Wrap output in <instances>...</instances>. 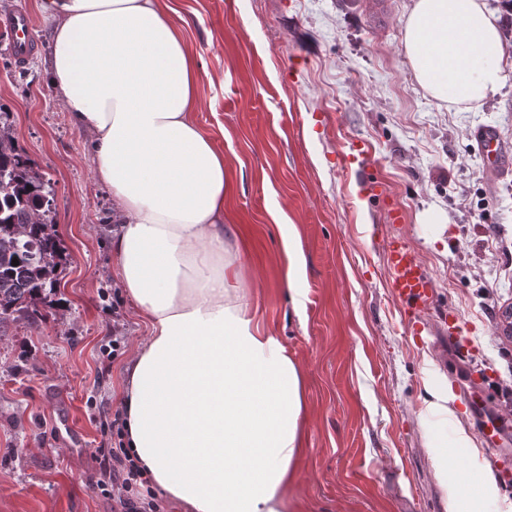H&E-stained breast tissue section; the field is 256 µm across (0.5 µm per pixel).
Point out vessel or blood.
<instances>
[{"mask_svg":"<svg viewBox=\"0 0 512 512\" xmlns=\"http://www.w3.org/2000/svg\"><path fill=\"white\" fill-rule=\"evenodd\" d=\"M31 27V17L23 9L12 13L7 21L16 60L27 58L34 48L30 38ZM475 139L489 169L498 171L512 164V153L507 152L494 130L487 127L477 129ZM386 270L387 287L400 308L403 322L409 326L412 336H422L430 329L428 317L437 301L433 278L401 238L391 239L386 245ZM465 331L464 322L453 314L440 329L455 352L462 357L470 353ZM475 430L483 442L490 445L512 433V418L493 415L488 420L479 421Z\"/></svg>","mask_w":512,"mask_h":512,"instance_id":"b4317fda","label":"vessel or blood"}]
</instances>
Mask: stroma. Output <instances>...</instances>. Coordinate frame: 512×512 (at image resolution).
I'll list each match as a JSON object with an SVG mask.
<instances>
[{
    "mask_svg": "<svg viewBox=\"0 0 512 512\" xmlns=\"http://www.w3.org/2000/svg\"><path fill=\"white\" fill-rule=\"evenodd\" d=\"M162 2L198 62L196 120L232 185L224 256L241 264L259 318L303 375L288 512H449L455 491L419 413L425 363L445 382L453 375L402 322L385 243L407 239L436 283L430 323L457 313L475 365L512 390V170L489 172L473 137L490 127L512 153V69L495 97L455 112L420 88L402 54L411 0ZM37 4L0 0V20L30 12L35 44L16 63L0 24V113L52 184L61 260L54 291L0 325V512H112L96 487L99 451L112 445L108 425L146 329L112 273V197L94 179L91 137L47 83L53 25ZM354 144L369 150L366 168L342 167ZM369 181L381 198L367 196ZM391 207L402 222L387 220ZM277 215L299 237V308ZM455 458L495 478L500 496L485 512H512V447L494 459L477 443Z\"/></svg>",
    "mask_w": 512,
    "mask_h": 512,
    "instance_id": "stroma-1",
    "label": "stroma"
}]
</instances>
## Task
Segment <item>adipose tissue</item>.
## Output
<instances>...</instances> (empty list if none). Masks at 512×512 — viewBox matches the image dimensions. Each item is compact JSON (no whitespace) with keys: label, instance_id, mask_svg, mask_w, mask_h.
<instances>
[{"label":"adipose tissue","instance_id":"1","mask_svg":"<svg viewBox=\"0 0 512 512\" xmlns=\"http://www.w3.org/2000/svg\"><path fill=\"white\" fill-rule=\"evenodd\" d=\"M53 22L49 84L93 136L112 192L114 275L146 329L123 393L124 445L182 512H283L302 451V374L261 329L240 264L224 257V155L195 120L200 73L161 0H39ZM401 46L417 84L457 111L502 84L499 18L485 0H413ZM427 441L456 492L450 451L472 437L425 368Z\"/></svg>","mask_w":512,"mask_h":512}]
</instances>
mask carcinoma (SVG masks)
<instances>
[{"mask_svg":"<svg viewBox=\"0 0 512 512\" xmlns=\"http://www.w3.org/2000/svg\"><path fill=\"white\" fill-rule=\"evenodd\" d=\"M51 182L18 152L13 137L0 127V322L29 308L54 289L58 243ZM19 265H12V259Z\"/></svg>","mask_w":512,"mask_h":512,"instance_id":"carcinoma-1","label":"carcinoma"}]
</instances>
